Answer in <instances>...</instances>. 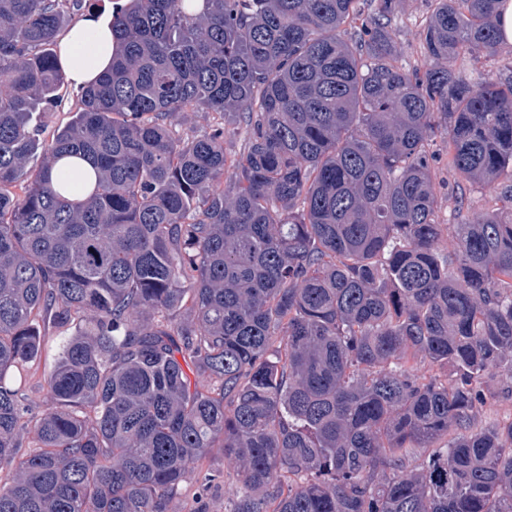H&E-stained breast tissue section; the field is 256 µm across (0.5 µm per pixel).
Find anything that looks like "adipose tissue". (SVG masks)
<instances>
[{
  "instance_id": "1",
  "label": "adipose tissue",
  "mask_w": 512,
  "mask_h": 512,
  "mask_svg": "<svg viewBox=\"0 0 512 512\" xmlns=\"http://www.w3.org/2000/svg\"><path fill=\"white\" fill-rule=\"evenodd\" d=\"M59 45L65 74L77 85L95 82L111 65L116 49L110 25L95 12L83 14L61 36Z\"/></svg>"
}]
</instances>
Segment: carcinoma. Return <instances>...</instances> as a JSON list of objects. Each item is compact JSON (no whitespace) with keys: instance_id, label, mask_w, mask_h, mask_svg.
Masks as SVG:
<instances>
[{"instance_id":"cac0c4a2","label":"carcinoma","mask_w":512,"mask_h":512,"mask_svg":"<svg viewBox=\"0 0 512 512\" xmlns=\"http://www.w3.org/2000/svg\"><path fill=\"white\" fill-rule=\"evenodd\" d=\"M356 2L130 0L29 171L83 0H0V512H170L216 450L229 512H512V420L477 425L512 376V79L454 66L496 52L497 0H433L422 75L401 0ZM198 109L240 157L175 129ZM438 135L500 207L436 222ZM46 323L74 331L37 412ZM431 9L430 1L403 0V8L393 21L400 62L408 68H418L421 74L429 66L422 49L421 32Z\"/></svg>"}]
</instances>
